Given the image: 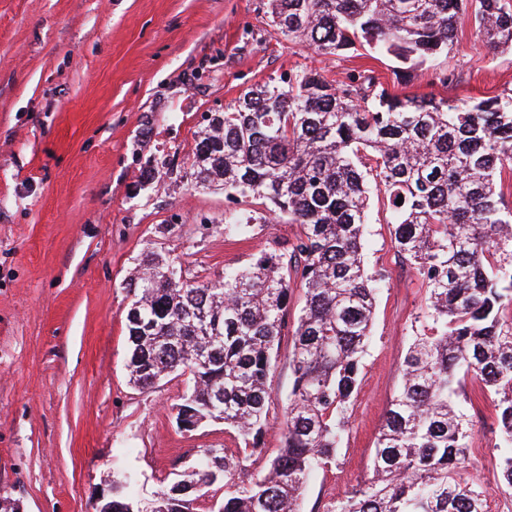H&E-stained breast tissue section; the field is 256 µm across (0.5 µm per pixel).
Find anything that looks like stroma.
Returning <instances> with one entry per match:
<instances>
[{
    "label": "stroma",
    "instance_id": "35a3bbf8",
    "mask_svg": "<svg viewBox=\"0 0 512 512\" xmlns=\"http://www.w3.org/2000/svg\"><path fill=\"white\" fill-rule=\"evenodd\" d=\"M393 67L366 50L321 56L284 39L260 0H0V494L24 512H91L114 458L148 498L200 449L236 450L223 424L178 429L185 377L130 384L125 281L149 252L215 278L294 238L284 219L225 238L223 192L182 178L202 113L223 110L246 86L315 70L337 86L369 71L395 93L455 103L512 90V53H492L470 23L453 52L409 84ZM446 70L458 81L441 83ZM159 164L164 176L141 180L142 167ZM390 220L371 197L364 260L385 280L336 461L309 476L301 512H325L367 481L405 353L428 326L426 288L397 256ZM289 351L282 338L253 474L282 446ZM459 407L472 432L464 477L498 489L497 512H512L489 397L475 390Z\"/></svg>",
    "mask_w": 512,
    "mask_h": 512
}]
</instances>
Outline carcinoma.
I'll use <instances>...</instances> for the list:
<instances>
[{
    "instance_id": "1",
    "label": "carcinoma",
    "mask_w": 512,
    "mask_h": 512,
    "mask_svg": "<svg viewBox=\"0 0 512 512\" xmlns=\"http://www.w3.org/2000/svg\"><path fill=\"white\" fill-rule=\"evenodd\" d=\"M270 26L323 56L364 46L394 57L399 80L450 54L474 23L489 49L512 52V9L503 0H264ZM184 177L219 187L233 207L227 238L267 214L288 216L293 240L216 279L185 275L177 256L151 254L126 283L130 381L149 389L188 380L176 422L189 432L218 421L244 447L204 448L170 485L135 497V479L112 473L91 512H299L309 475L336 460L371 336L383 273L367 272L363 233L370 194L392 215L393 248L427 288L430 326L414 337L371 457L367 484L327 512H487L461 475L471 434L452 406L466 380L493 403L507 452L499 467L512 493V208L495 177L512 173V93L464 104L397 95L375 77L336 88L296 71L243 90L199 128ZM402 204H396L398 198ZM255 203L253 216L238 209ZM305 303L288 327L294 288ZM292 331L291 398L283 446L240 480L267 428V379L280 337Z\"/></svg>"
}]
</instances>
